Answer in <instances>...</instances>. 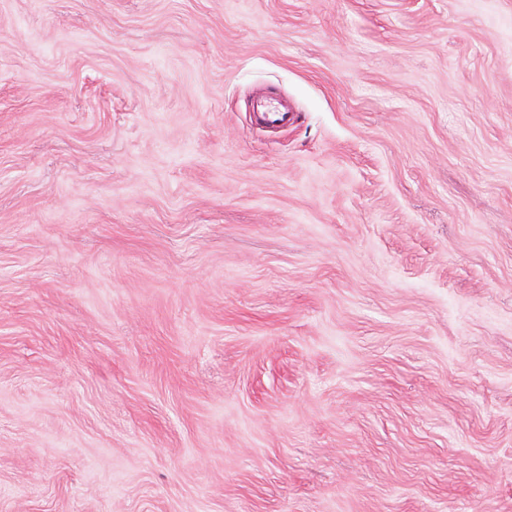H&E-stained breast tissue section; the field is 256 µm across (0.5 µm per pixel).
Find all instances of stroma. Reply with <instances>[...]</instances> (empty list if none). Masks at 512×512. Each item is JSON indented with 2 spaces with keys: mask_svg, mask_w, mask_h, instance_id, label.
Wrapping results in <instances>:
<instances>
[{
  "mask_svg": "<svg viewBox=\"0 0 512 512\" xmlns=\"http://www.w3.org/2000/svg\"><path fill=\"white\" fill-rule=\"evenodd\" d=\"M0 512H512V0H0Z\"/></svg>",
  "mask_w": 512,
  "mask_h": 512,
  "instance_id": "1",
  "label": "stroma"
}]
</instances>
